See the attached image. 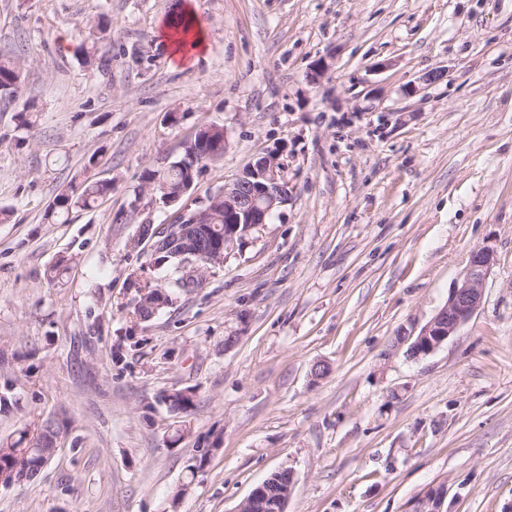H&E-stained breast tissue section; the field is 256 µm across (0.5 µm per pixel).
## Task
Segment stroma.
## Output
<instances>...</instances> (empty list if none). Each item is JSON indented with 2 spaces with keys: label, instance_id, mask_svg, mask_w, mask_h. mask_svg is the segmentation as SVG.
I'll list each match as a JSON object with an SVG mask.
<instances>
[{
  "label": "stroma",
  "instance_id": "obj_1",
  "mask_svg": "<svg viewBox=\"0 0 512 512\" xmlns=\"http://www.w3.org/2000/svg\"><path fill=\"white\" fill-rule=\"evenodd\" d=\"M189 1L207 40L180 64L164 34ZM100 22L107 66L78 52ZM0 48L23 60L0 99V441L67 422L0 512H236L285 468L288 512H412L432 488L443 512H512V0H0ZM211 123L228 146L184 204L276 148L289 200L140 319L133 270L169 287L138 227L177 208L134 193ZM89 176L111 195L47 219ZM481 247L470 321L424 358L392 347Z\"/></svg>",
  "mask_w": 512,
  "mask_h": 512
}]
</instances>
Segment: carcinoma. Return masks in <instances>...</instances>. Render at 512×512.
I'll return each mask as SVG.
<instances>
[{"instance_id": "obj_1", "label": "carcinoma", "mask_w": 512, "mask_h": 512, "mask_svg": "<svg viewBox=\"0 0 512 512\" xmlns=\"http://www.w3.org/2000/svg\"><path fill=\"white\" fill-rule=\"evenodd\" d=\"M87 39L91 41L90 47L82 48L85 60L88 62H102L109 54L111 46L107 45L105 38L88 33ZM21 74L20 58L13 53L0 50V96L13 97L17 94L20 83L16 82L17 75ZM188 152L163 169L153 170L144 177L146 187L157 195L168 194L185 195L194 186L192 179H196L210 162L206 157L191 166L186 162ZM112 193L110 180H84L60 191L51 207V216L59 218L70 211L80 208L92 209L99 200ZM191 213L199 217L200 231L207 241L219 245L224 242V203L217 205L211 201ZM178 250L174 246L169 251L157 255L155 262L167 263L171 266V287L178 290L198 288L203 279L193 280L186 276L184 259L173 256ZM139 299L135 307L136 314L147 319L155 314L154 305L164 307L172 302L169 294L163 292L158 286L148 280H140L137 284ZM169 408L184 414H189L195 407V392L191 388L176 390L166 396ZM60 424L56 418H46L33 425V430H25L17 439L8 443H0V486L9 487L13 481V472L26 469L30 472L41 470L55 454L60 437ZM267 482L270 483L267 499L262 505H245L240 512H276L277 502L283 493L292 489L293 474L289 469L273 473Z\"/></svg>"}]
</instances>
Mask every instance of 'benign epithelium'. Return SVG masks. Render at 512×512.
<instances>
[{
    "label": "benign epithelium",
    "instance_id": "1",
    "mask_svg": "<svg viewBox=\"0 0 512 512\" xmlns=\"http://www.w3.org/2000/svg\"><path fill=\"white\" fill-rule=\"evenodd\" d=\"M288 183V161L283 151L275 149L255 155L236 178L224 182L217 199L224 200V247L201 250L197 226L178 227L177 244L183 255H192L215 265L224 263L225 253L235 245L240 225L256 234L266 224L267 217L288 202L284 192ZM495 264V254L488 248L471 252L464 273L448 293L447 302L420 329L416 343L429 355L437 350L481 307L489 273ZM414 512H442V491L430 489L418 502Z\"/></svg>",
    "mask_w": 512,
    "mask_h": 512
}]
</instances>
